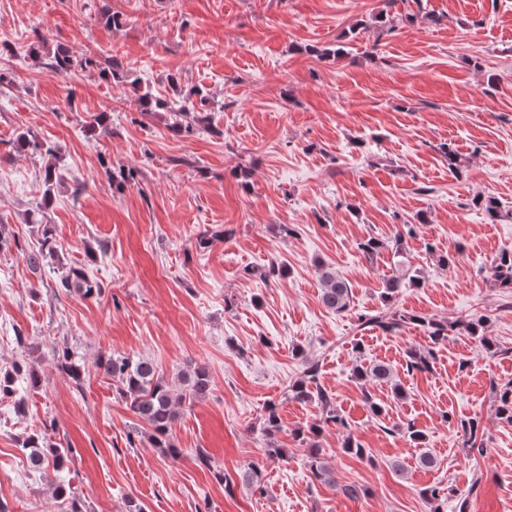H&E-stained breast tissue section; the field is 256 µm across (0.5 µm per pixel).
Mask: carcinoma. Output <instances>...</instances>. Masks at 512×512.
<instances>
[{"instance_id":"obj_1","label":"carcinoma","mask_w":512,"mask_h":512,"mask_svg":"<svg viewBox=\"0 0 512 512\" xmlns=\"http://www.w3.org/2000/svg\"><path fill=\"white\" fill-rule=\"evenodd\" d=\"M48 62L46 68L56 75H67L78 67L89 63L85 57H77L61 46L52 52H46ZM130 85L128 97L139 112H157L167 110L176 116H186L197 111L194 103L182 104L177 101L168 102L139 87L138 79L127 81ZM19 147L32 146L44 151V155L50 159L44 168V181L47 184L44 202L50 204L51 188L55 179V164L51 160L57 158V151L48 144H40L31 139L29 133H21L17 137ZM414 234V225L403 224L395 230L389 241L385 242L375 237H368L357 243V249L370 258L380 254L385 249H391L396 258L395 273L384 283L380 298L382 304L390 306L396 295L403 288L421 285V278L411 266L407 265L404 253V241L406 237ZM56 255V247L53 234L49 227H44L41 249L37 253H29L27 261L37 270L41 268L43 260ZM321 282L320 300L329 310L342 313L350 306V287L347 282L329 267L318 266ZM489 277L495 287L512 292V253L503 252L492 263ZM58 287L69 292L71 290L81 294L85 298H91L100 292L99 285L90 280L85 271L80 268H72L59 282ZM365 323L370 327H376L385 334H395L398 331L413 325L422 328L432 344L436 345L448 339L452 334L471 336L487 350L495 346L493 340L486 336L484 319L474 318L468 321H448L422 317L409 311L400 309L388 310L366 318ZM295 356L301 359L304 365L301 376L289 385V397L299 402H315L323 410V417L305 427L294 431V438L304 444L306 462L312 474L318 480L325 481L329 478V471L323 461L319 438L325 429L329 427L349 428L348 421L339 414L333 402L332 395L321 385L319 374V362L307 357L301 348L295 349ZM434 359L433 350H420L412 348L406 353L405 368L407 372L428 371L432 368ZM57 369L75 382H80L85 371L65 349L54 355ZM95 367L104 376L112 380L120 398L125 401L129 409L147 427L150 444L159 449L161 454L170 459L181 456V449L175 444L173 437V425L179 417V410L186 399H201L212 388V378L209 370L199 364H190L178 374L181 393H175L174 385L166 379L151 360L143 357L122 356L101 353L96 357ZM25 375L30 380L31 386L40 385V377L30 367L21 362L13 365L12 371L0 374V395L5 396L13 392L14 376ZM353 376L362 384H386L391 387L396 397H406L402 384L395 378L393 369L385 363H370L366 366L357 364L353 368ZM496 410L499 418L512 423V382L496 389ZM466 442L477 446V451H483L482 446L476 445L480 434V421L470 418L457 422ZM281 430L278 407L272 403L267 406L263 418L261 431L264 435L265 448L263 456L266 458H285L288 449L278 446L277 434ZM340 449L345 454L359 458L369 456V452L360 441L349 433L342 439ZM21 451L25 454L30 467L36 471L52 469L63 471L70 468L74 456L73 450L52 444L44 435H29L21 443ZM242 484L246 486H258L262 480V462L253 459L238 472ZM54 494L59 499H65L69 503V512H84L80 499L74 495L70 487L59 484L54 487ZM423 496L430 502L431 512H443V504L448 500V489L442 486H432L424 489Z\"/></svg>"}]
</instances>
